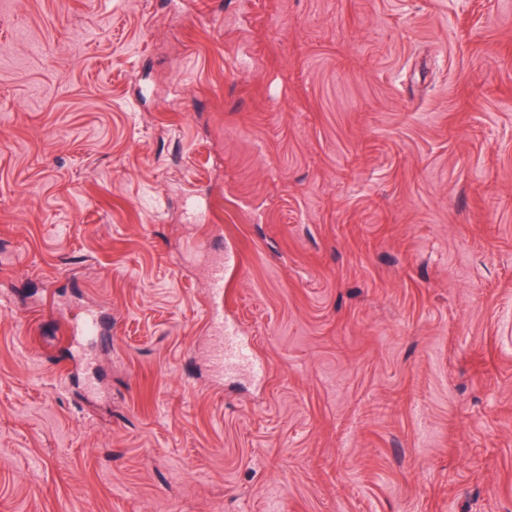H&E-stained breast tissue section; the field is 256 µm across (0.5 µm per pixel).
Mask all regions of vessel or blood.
<instances>
[{
  "label": "vessel or blood",
  "mask_w": 512,
  "mask_h": 512,
  "mask_svg": "<svg viewBox=\"0 0 512 512\" xmlns=\"http://www.w3.org/2000/svg\"><path fill=\"white\" fill-rule=\"evenodd\" d=\"M239 267V255L232 242L224 244V260L212 267L208 275V288L211 297L206 308L210 315V325L215 337L211 350V362L216 369H223L225 362L242 364L253 377H265L267 366L261 360L246 356L243 352L241 330L236 325L225 322L224 308L218 300L224 295V280L230 271ZM102 323L92 311L85 310L75 315L70 322L72 335L90 340L100 335Z\"/></svg>",
  "instance_id": "vessel-or-blood-1"
}]
</instances>
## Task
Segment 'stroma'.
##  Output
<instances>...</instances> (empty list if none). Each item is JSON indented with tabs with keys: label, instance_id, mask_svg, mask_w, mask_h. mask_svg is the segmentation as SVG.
Masks as SVG:
<instances>
[{
	"label": "stroma",
	"instance_id": "35a3bbf8",
	"mask_svg": "<svg viewBox=\"0 0 512 512\" xmlns=\"http://www.w3.org/2000/svg\"><path fill=\"white\" fill-rule=\"evenodd\" d=\"M0 512H512V0H0ZM239 268V255L231 241L224 244V261L212 267L208 275L209 295L212 298H224V278L230 271ZM205 308L210 315V325L213 328L215 337L211 350V362L214 367L223 374L224 359L235 364L232 370L240 366L246 367L255 378H265L267 374V365L256 357L246 356L243 352V342L241 339V330L233 324L224 322V305H219L216 301L207 302ZM102 323L100 318L91 310H84L75 315L70 322L71 335L85 340H92L100 335Z\"/></svg>",
	"mask_w": 512,
	"mask_h": 512
}]
</instances>
